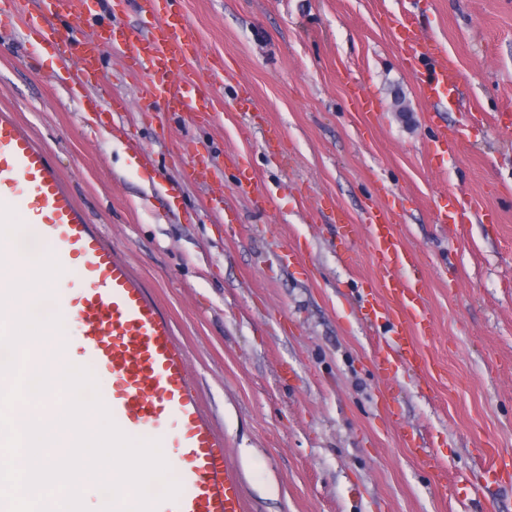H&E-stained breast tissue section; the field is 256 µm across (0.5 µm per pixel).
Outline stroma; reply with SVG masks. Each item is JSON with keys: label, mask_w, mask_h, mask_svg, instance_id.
I'll return each mask as SVG.
<instances>
[{"label": "stroma", "mask_w": 512, "mask_h": 512, "mask_svg": "<svg viewBox=\"0 0 512 512\" xmlns=\"http://www.w3.org/2000/svg\"><path fill=\"white\" fill-rule=\"evenodd\" d=\"M199 53L224 67L222 112L147 111L142 77L110 42L105 77L29 31L0 30V109L45 148L89 221L140 277L186 355L200 405L224 439L243 512H512L488 481L492 444L512 473V0H183ZM455 58L457 104L426 101L390 17ZM135 0H85L84 33L143 26ZM364 90L376 109L357 111ZM255 105L239 111L242 91ZM107 97L122 112L89 111ZM463 143L433 153L437 127ZM210 166L186 179L189 154ZM256 176L239 183V167ZM473 208L440 223L449 195ZM389 206L395 233L427 264L429 380H391L372 352L388 319L366 317L375 278L366 238L341 257L343 223ZM441 459L449 497L421 449Z\"/></svg>", "instance_id": "1"}]
</instances>
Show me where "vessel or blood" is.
<instances>
[{"label":"vessel or blood","instance_id":"b4317fda","mask_svg":"<svg viewBox=\"0 0 512 512\" xmlns=\"http://www.w3.org/2000/svg\"><path fill=\"white\" fill-rule=\"evenodd\" d=\"M39 2V13H13L7 26L42 32L62 58L73 61L80 85L100 83L95 46L61 39L54 23L64 13L81 25L83 0ZM154 3L138 0L140 12L150 18L149 31L109 26L100 29L99 38L126 53L130 72L145 75L141 98L146 105L211 111L207 84L186 68L193 37L180 0H169L163 14L155 12ZM396 34L425 99L455 101L461 82L457 66L412 24H399ZM18 197L26 202L24 221L35 225L41 242L56 246L57 262L79 265L82 286L68 307L77 314L83 350L112 378L113 420L126 434L168 433L177 450L180 488L171 512H243L239 486L224 460V443L199 405L169 321L130 266L94 230L43 147L14 113L0 110V205H12ZM369 229L381 288L371 311L395 327L393 352L376 349L372 364L383 373L396 362L423 377L427 360L415 337L430 327L423 295L426 263L394 234L387 210L372 213Z\"/></svg>","mask_w":512,"mask_h":512}]
</instances>
